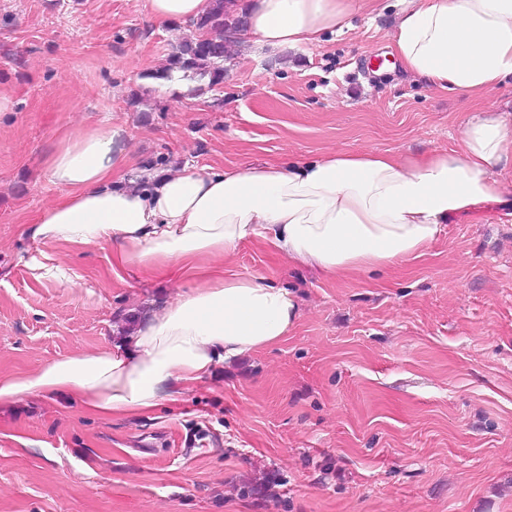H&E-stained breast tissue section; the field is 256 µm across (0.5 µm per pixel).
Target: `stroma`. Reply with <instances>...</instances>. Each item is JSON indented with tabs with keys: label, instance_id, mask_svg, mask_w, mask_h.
Listing matches in <instances>:
<instances>
[{
	"label": "stroma",
	"instance_id": "1",
	"mask_svg": "<svg viewBox=\"0 0 512 512\" xmlns=\"http://www.w3.org/2000/svg\"><path fill=\"white\" fill-rule=\"evenodd\" d=\"M399 0L291 50L238 38L224 81L154 78L187 25L146 0H0V378L95 353L189 290V267L112 271V244L32 237L70 131L121 125L136 168L234 169L373 149L450 151L475 113L512 116V81L464 100L405 72ZM52 253L75 284L37 276ZM229 275L295 297L282 341L175 384L144 416L67 394L0 399V512H512V206L444 225L423 255L326 275L265 241ZM278 480V500L260 493Z\"/></svg>",
	"mask_w": 512,
	"mask_h": 512
}]
</instances>
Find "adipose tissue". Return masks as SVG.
Masks as SVG:
<instances>
[{"label":"adipose tissue","mask_w":512,"mask_h":512,"mask_svg":"<svg viewBox=\"0 0 512 512\" xmlns=\"http://www.w3.org/2000/svg\"><path fill=\"white\" fill-rule=\"evenodd\" d=\"M376 0H246V35L271 49L340 33ZM391 40L401 66L444 91L482 96L512 76V0H401ZM123 127H87L62 139L45 174L65 190L30 227L51 243L112 242L116 260L147 271L203 259L194 288L97 354L54 360L0 380V399L68 393L94 412L153 411L172 383L281 341L294 327L292 294L259 276H225L213 262L260 238L324 273L388 267L421 255L448 219L512 197V128L486 111L453 151L422 157L333 150L311 159L229 170L183 167L162 176L133 161Z\"/></svg>","instance_id":"obj_1"}]
</instances>
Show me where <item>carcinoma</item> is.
<instances>
[{
	"label": "carcinoma",
	"instance_id": "1",
	"mask_svg": "<svg viewBox=\"0 0 512 512\" xmlns=\"http://www.w3.org/2000/svg\"><path fill=\"white\" fill-rule=\"evenodd\" d=\"M244 26L241 16L226 10V0H210L199 18L189 22L195 34L185 38L172 52L169 67L154 74L156 79H169L175 71L207 76L213 85L224 82V60L228 47Z\"/></svg>",
	"mask_w": 512,
	"mask_h": 512
}]
</instances>
